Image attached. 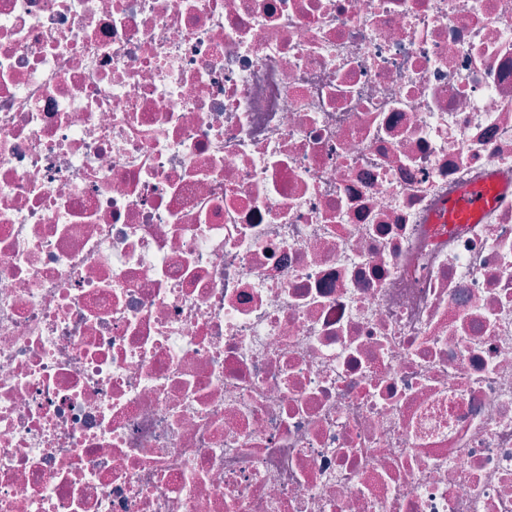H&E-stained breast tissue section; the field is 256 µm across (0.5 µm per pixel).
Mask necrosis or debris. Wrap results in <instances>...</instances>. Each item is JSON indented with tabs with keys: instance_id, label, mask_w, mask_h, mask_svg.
Returning a JSON list of instances; mask_svg holds the SVG:
<instances>
[{
	"instance_id": "4bbe7bcc",
	"label": "necrosis or debris",
	"mask_w": 512,
	"mask_h": 512,
	"mask_svg": "<svg viewBox=\"0 0 512 512\" xmlns=\"http://www.w3.org/2000/svg\"><path fill=\"white\" fill-rule=\"evenodd\" d=\"M0 512H512V0H0ZM489 204V197L483 187H469L461 191L446 204V217H467L483 211Z\"/></svg>"
}]
</instances>
